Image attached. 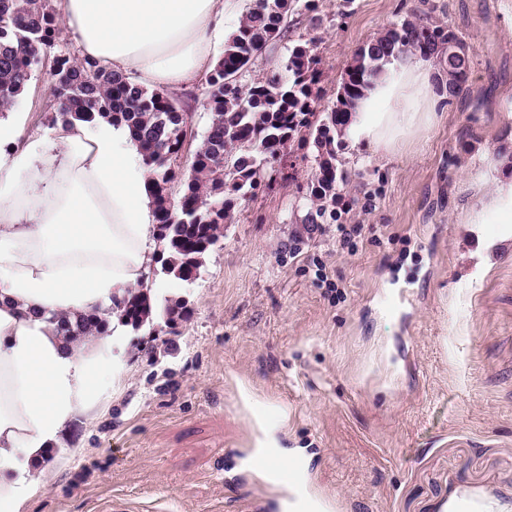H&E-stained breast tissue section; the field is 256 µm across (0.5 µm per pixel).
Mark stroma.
Instances as JSON below:
<instances>
[{
	"instance_id": "35a3bbf8",
	"label": "stroma",
	"mask_w": 512,
	"mask_h": 512,
	"mask_svg": "<svg viewBox=\"0 0 512 512\" xmlns=\"http://www.w3.org/2000/svg\"><path fill=\"white\" fill-rule=\"evenodd\" d=\"M506 2L355 0L342 22L340 0H321L320 24L299 28L316 40L321 105L363 43L422 10L472 47L466 89L393 152L346 142L349 241L303 223L314 162L292 156L199 279L153 268L189 316L134 332L124 393L68 426L27 512H272L279 490L240 465L259 417L310 456L330 512H434L458 483L512 492V238L468 222L481 190L512 179V164L489 166L512 147ZM50 100L44 66L15 105L28 135L50 127Z\"/></svg>"
}]
</instances>
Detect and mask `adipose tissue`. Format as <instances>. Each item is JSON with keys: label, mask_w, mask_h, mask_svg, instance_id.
Here are the masks:
<instances>
[{"label": "adipose tissue", "mask_w": 512, "mask_h": 512, "mask_svg": "<svg viewBox=\"0 0 512 512\" xmlns=\"http://www.w3.org/2000/svg\"><path fill=\"white\" fill-rule=\"evenodd\" d=\"M53 2L81 59L182 91L213 68L239 0ZM435 80L415 53L384 66L356 102L354 141L390 151L431 127ZM156 250L149 170L127 126L59 120L32 139L21 115H0V512L49 488L52 445L125 385L128 327L114 318L106 335L72 337L58 319L154 296ZM437 512H512V495L460 483Z\"/></svg>", "instance_id": "obj_1"}]
</instances>
